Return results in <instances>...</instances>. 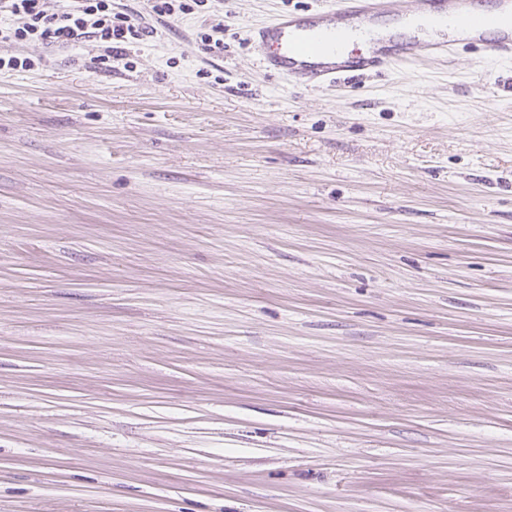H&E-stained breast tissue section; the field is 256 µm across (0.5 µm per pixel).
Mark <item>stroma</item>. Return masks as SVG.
I'll list each match as a JSON object with an SVG mask.
<instances>
[{"label":"stroma","instance_id":"stroma-1","mask_svg":"<svg viewBox=\"0 0 512 512\" xmlns=\"http://www.w3.org/2000/svg\"><path fill=\"white\" fill-rule=\"evenodd\" d=\"M320 6L0 43V512H512V60L263 71Z\"/></svg>","mask_w":512,"mask_h":512}]
</instances>
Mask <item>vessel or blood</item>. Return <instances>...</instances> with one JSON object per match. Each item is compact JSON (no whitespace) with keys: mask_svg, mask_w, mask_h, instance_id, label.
Returning <instances> with one entry per match:
<instances>
[{"mask_svg":"<svg viewBox=\"0 0 512 512\" xmlns=\"http://www.w3.org/2000/svg\"><path fill=\"white\" fill-rule=\"evenodd\" d=\"M421 19L442 16L460 29L467 44L491 59H512V0H496L485 12L476 0H423ZM407 0H331V7L311 13L282 12L255 28L252 46L265 70L295 82L317 87L337 73L361 72L400 64H418L446 58L454 51L450 40H420L389 31L382 38L371 35L383 18L405 19ZM363 39L366 51L353 49Z\"/></svg>","mask_w":512,"mask_h":512,"instance_id":"obj_1","label":"vessel or blood"}]
</instances>
